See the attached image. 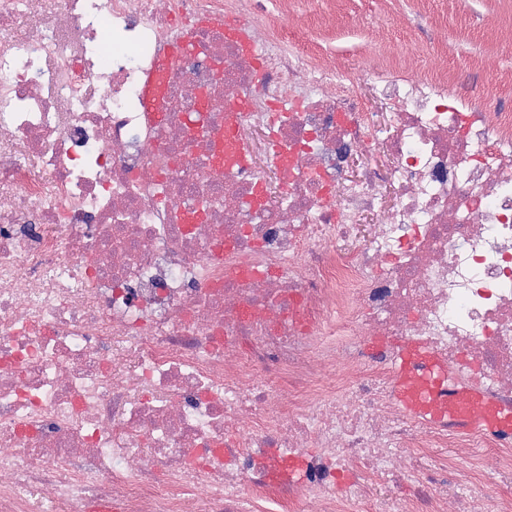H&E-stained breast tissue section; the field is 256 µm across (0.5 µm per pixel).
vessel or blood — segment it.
Here are the masks:
<instances>
[{
	"label": "vessel or blood",
	"mask_w": 512,
	"mask_h": 512,
	"mask_svg": "<svg viewBox=\"0 0 512 512\" xmlns=\"http://www.w3.org/2000/svg\"><path fill=\"white\" fill-rule=\"evenodd\" d=\"M396 399L401 410L435 421H451L462 429L512 433V412L479 390L447 388L446 367L421 344L405 345L392 363Z\"/></svg>",
	"instance_id": "b4317fda"
}]
</instances>
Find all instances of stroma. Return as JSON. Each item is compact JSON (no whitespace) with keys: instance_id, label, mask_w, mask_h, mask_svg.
<instances>
[{"instance_id":"obj_1","label":"stroma","mask_w":512,"mask_h":512,"mask_svg":"<svg viewBox=\"0 0 512 512\" xmlns=\"http://www.w3.org/2000/svg\"><path fill=\"white\" fill-rule=\"evenodd\" d=\"M263 24L289 27L347 70L367 62L417 76L433 52L447 82L477 74L512 101V0H268Z\"/></svg>"}]
</instances>
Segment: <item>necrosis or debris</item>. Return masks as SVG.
<instances>
[{
	"label": "necrosis or debris",
	"instance_id": "obj_1",
	"mask_svg": "<svg viewBox=\"0 0 512 512\" xmlns=\"http://www.w3.org/2000/svg\"><path fill=\"white\" fill-rule=\"evenodd\" d=\"M261 7L0 0V512H512V437L391 371L512 408V103L431 52L379 119ZM401 410L461 429L512 433V412L474 388L448 389L447 368L419 343L405 345L392 363Z\"/></svg>",
	"mask_w": 512,
	"mask_h": 512
}]
</instances>
